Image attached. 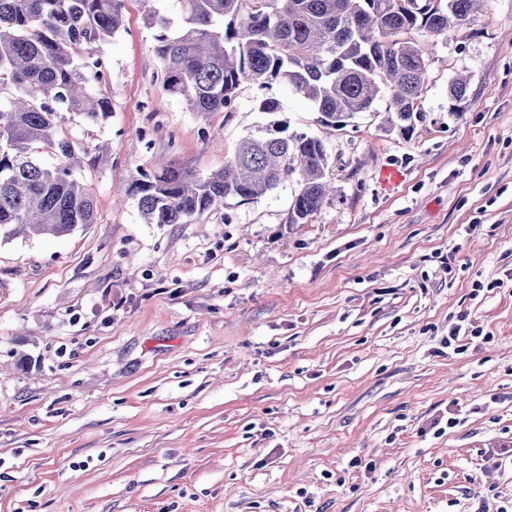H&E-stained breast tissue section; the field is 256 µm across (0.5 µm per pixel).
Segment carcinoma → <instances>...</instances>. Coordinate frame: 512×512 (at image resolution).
<instances>
[{"instance_id":"carcinoma-1","label":"carcinoma","mask_w":512,"mask_h":512,"mask_svg":"<svg viewBox=\"0 0 512 512\" xmlns=\"http://www.w3.org/2000/svg\"><path fill=\"white\" fill-rule=\"evenodd\" d=\"M126 0H0V240L62 235L94 223L91 196L72 178L78 117L104 124L112 100L102 45L124 29ZM180 19L148 10L163 89L195 112L233 111L244 81L284 83L327 126L390 96L401 121L422 117L428 46L471 24L484 0H179ZM47 153L55 166L39 163ZM327 152L305 133L250 136L206 177L158 163L129 187L146 224H186L229 200L248 203L286 181L298 189L291 223L305 224L329 190Z\"/></svg>"}]
</instances>
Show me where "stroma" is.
Listing matches in <instances>:
<instances>
[{
    "instance_id": "obj_1",
    "label": "stroma",
    "mask_w": 512,
    "mask_h": 512,
    "mask_svg": "<svg viewBox=\"0 0 512 512\" xmlns=\"http://www.w3.org/2000/svg\"><path fill=\"white\" fill-rule=\"evenodd\" d=\"M126 9L104 50L112 115L68 125L89 149L73 176L94 222L0 242V512L512 499V0L435 43L408 130L385 96L324 125L278 82L242 83L232 112L190 111L162 89L145 5ZM277 123L327 151L332 191L308 223L290 221L292 181L143 223L126 193L138 169L205 176ZM460 323L479 334L456 352ZM452 409L460 423L436 433Z\"/></svg>"
}]
</instances>
